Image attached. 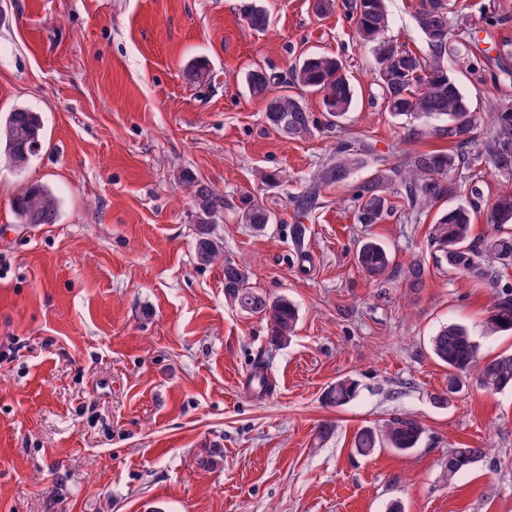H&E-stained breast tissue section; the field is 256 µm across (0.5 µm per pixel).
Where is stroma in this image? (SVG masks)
Here are the masks:
<instances>
[{"label":"stroma","instance_id":"stroma-1","mask_svg":"<svg viewBox=\"0 0 512 512\" xmlns=\"http://www.w3.org/2000/svg\"><path fill=\"white\" fill-rule=\"evenodd\" d=\"M350 2L319 16L313 0H262L270 25L259 32L240 0H0V113L29 107L45 134L24 173L0 163V512H512V390L439 403L448 369L429 350L455 321L483 356L512 353V334L483 330L493 287L438 269L431 219L407 223L398 188L375 224L358 222L349 184L296 217L342 138L390 166L449 145L437 120L387 111ZM457 2L467 19L454 24L450 66L476 111L512 104V0ZM417 4L388 0L385 36L422 52ZM310 51L346 62L358 104L336 128L303 94L312 134L289 141L244 77L260 67L286 86ZM197 58L211 70L202 84L182 74ZM487 135L474 129L443 208L469 199L474 178L484 209L512 190L479 155ZM184 169L224 198V256L206 266ZM271 170L280 185L263 183ZM34 182L59 198L56 223L16 222L12 203ZM245 193L272 213L265 232L239 222ZM366 237L388 249L394 274L358 268ZM228 259L267 298L297 305L290 342L225 296ZM415 260L427 269L418 292L401 274ZM259 361L273 384L261 398L248 386ZM346 375L357 398L326 405ZM402 415L424 427L417 448L356 451L361 428ZM460 447L487 454L447 478Z\"/></svg>","mask_w":512,"mask_h":512}]
</instances>
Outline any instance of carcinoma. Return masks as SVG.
Returning a JSON list of instances; mask_svg holds the SVG:
<instances>
[{
    "label": "carcinoma",
    "instance_id": "cac0c4a2",
    "mask_svg": "<svg viewBox=\"0 0 512 512\" xmlns=\"http://www.w3.org/2000/svg\"><path fill=\"white\" fill-rule=\"evenodd\" d=\"M451 7V0H420L416 23L427 51L419 55L384 38L389 27L386 0H356L354 4L356 33L359 39L373 45L377 85L389 112L396 118L442 120L447 124L448 137L453 139V146L446 151L415 152L402 171L378 165L355 189L359 220L364 224H374L393 210L387 192L395 182L404 190L408 209L417 221L455 193L457 186L450 173L462 162L472 131L482 123L489 126L485 155L499 172L512 173V106L494 112L472 110L469 97L448 66ZM242 13L254 30L263 31L269 25L267 11L259 0H244ZM344 70L338 57L310 52L295 63L293 84L319 95L323 110L341 119L356 99L355 88ZM208 76V63L202 59L190 61L184 70V78L190 83H201ZM245 82L250 95L263 103L268 125L283 138L303 139L311 134V116L301 97L277 90L276 78L261 68L249 71ZM43 141L44 125L39 113L16 107L0 116V158L13 171H25L40 152ZM371 151V146L356 140L337 146L313 172L297 207L307 211L316 205L325 188L347 184ZM180 179L188 186L194 207L195 257L199 264L207 265L224 253L223 243L212 229L224 212V197L188 170L180 172ZM58 211V197L47 185L38 182L26 186L13 202L19 224H53ZM478 211V204L470 200L440 212L430 229L429 243L440 253L437 263H445L448 270L492 283L499 271L512 266V233L502 231L512 222V191L499 195L490 208L487 224L494 228V233L483 240L481 248L475 243L473 224ZM239 217L241 223L256 232L265 231L273 223L271 213L251 199L243 202ZM356 263L372 277L393 271L389 251L375 238L360 242ZM425 278V267L418 261L404 271L407 286L414 290L423 287ZM224 293L241 310L265 319L276 342L286 343L294 334L297 306L285 297L271 300L249 286L244 267L229 259L224 260ZM484 331L487 335L512 332L511 288L495 290ZM430 348L434 357L448 366V389L438 397L443 403L471 384L493 393L512 388V354L483 360L474 337L464 325L442 326L432 336ZM249 385L260 397L271 392L272 383L262 363L255 365ZM358 387L352 377L337 379L326 392L327 404L347 405L357 396ZM423 433L424 427L414 417H395L381 427L360 429L355 448L362 455H371L381 448L403 454L418 445ZM486 453L485 448L448 451V478H454Z\"/></svg>",
    "mask_w": 512,
    "mask_h": 512
}]
</instances>
